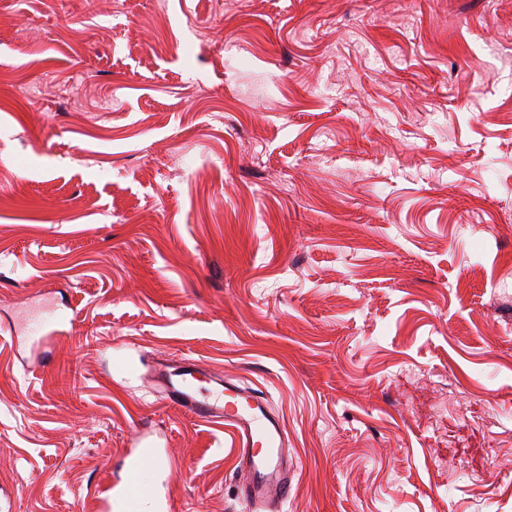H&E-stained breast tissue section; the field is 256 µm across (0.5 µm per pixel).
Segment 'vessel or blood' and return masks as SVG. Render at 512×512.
I'll list each match as a JSON object with an SVG mask.
<instances>
[{
    "label": "vessel or blood",
    "mask_w": 512,
    "mask_h": 512,
    "mask_svg": "<svg viewBox=\"0 0 512 512\" xmlns=\"http://www.w3.org/2000/svg\"><path fill=\"white\" fill-rule=\"evenodd\" d=\"M212 372L201 361L181 357L156 360L151 369L153 389L185 414L223 425L231 432L239 463L242 501L251 512H282L293 486L286 429L262 392L225 379L210 388ZM156 442L143 435L126 448L122 468L112 475L94 501V512H112L115 503L133 504L143 496L139 472L159 464Z\"/></svg>",
    "instance_id": "vessel-or-blood-1"
}]
</instances>
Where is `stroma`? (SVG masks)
Returning a JSON list of instances; mask_svg holds the SVG:
<instances>
[{
  "instance_id": "obj_1",
  "label": "stroma",
  "mask_w": 512,
  "mask_h": 512,
  "mask_svg": "<svg viewBox=\"0 0 512 512\" xmlns=\"http://www.w3.org/2000/svg\"><path fill=\"white\" fill-rule=\"evenodd\" d=\"M511 216L512 0H0V512L142 427L247 512L181 356L270 397L284 512H512Z\"/></svg>"
}]
</instances>
